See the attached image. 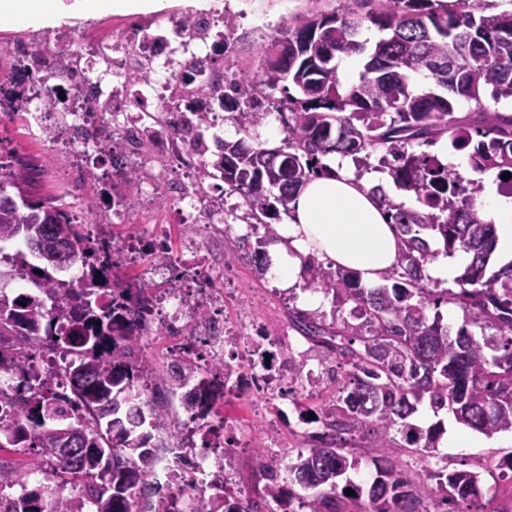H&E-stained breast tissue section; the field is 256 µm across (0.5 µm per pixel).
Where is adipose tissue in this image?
<instances>
[{"label": "adipose tissue", "mask_w": 512, "mask_h": 512, "mask_svg": "<svg viewBox=\"0 0 512 512\" xmlns=\"http://www.w3.org/2000/svg\"><path fill=\"white\" fill-rule=\"evenodd\" d=\"M289 209L270 268L285 287L298 282L309 257L357 272L368 285L377 283L397 259L395 229L366 182L353 173L350 159L334 157L328 173L294 194ZM483 217L496 224L501 251L512 255V198L499 195L490 179L483 192Z\"/></svg>", "instance_id": "ef3b65f1"}]
</instances>
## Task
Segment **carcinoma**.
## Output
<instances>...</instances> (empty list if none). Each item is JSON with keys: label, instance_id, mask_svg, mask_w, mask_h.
Returning <instances> with one entry per match:
<instances>
[{"label": "carcinoma", "instance_id": "carcinoma-1", "mask_svg": "<svg viewBox=\"0 0 512 512\" xmlns=\"http://www.w3.org/2000/svg\"><path fill=\"white\" fill-rule=\"evenodd\" d=\"M367 20L388 32L372 46L357 39L362 21L322 16L289 30L263 52L262 74L224 79V111L252 106L243 137L218 141L208 175L224 180L225 192L242 194L247 215L266 226L268 238L245 250L257 274L266 270L264 247L278 242L277 226L265 222L288 211L292 196L311 178L328 171L320 158L336 154L358 167L375 153L398 186L416 193L422 207L406 209L372 188L397 232L398 260L385 284L365 288L356 273L307 261L303 289L352 302L359 323L328 324L315 313L293 312L292 327L349 377L320 406L323 433L300 449L288 476L317 493L305 502L310 512H345L339 481L354 468L352 449L370 435L381 454L369 487L368 505L357 512H484L481 474L433 468L437 427L408 422L428 399L434 412L446 409L464 426L487 436L512 429V265L487 275L497 245L495 225L486 222L474 192L461 184L437 155L422 145L446 136L453 149L469 154L474 171L494 169L505 194L512 195V114L490 112L485 94L512 100V11L483 15L481 0H372ZM364 57L357 82L341 88L336 59ZM296 86L301 97L285 95L276 109L288 111V137L281 146L249 142L250 128L266 113L258 96ZM460 99L476 105L472 120L455 115ZM14 193H8V189ZM34 176L9 165L0 172L1 245L23 239L26 250L10 266L35 291L18 304L0 295V374L19 379L0 388V452L28 448L36 460L50 461L46 481L28 489V467L0 460V493H20L8 512H132L136 490L148 475L152 455L153 401L142 387L153 383L165 396L193 377L188 395L196 417L206 419L224 381L188 369L173 377L142 352L150 331L147 319L155 286L138 276L119 275L114 257L89 241L81 225L67 222L66 209L35 199ZM40 222L32 236L27 226ZM442 239L444 251L468 255L455 280L458 290L431 288L426 266L435 258L426 236ZM80 264L74 283L59 276L66 262ZM42 274H37V271ZM454 303L468 310L480 329L451 334L426 310ZM47 352L72 353L64 383H55L34 362ZM70 431L72 452L58 451L59 434ZM418 457L422 470L410 478L400 456ZM260 447L255 462L268 483L265 497L278 512H292L281 500L280 482ZM83 485L79 498H63L70 483Z\"/></svg>", "mask_w": 512, "mask_h": 512}]
</instances>
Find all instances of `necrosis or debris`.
Instances as JSON below:
<instances>
[{
    "mask_svg": "<svg viewBox=\"0 0 512 512\" xmlns=\"http://www.w3.org/2000/svg\"><path fill=\"white\" fill-rule=\"evenodd\" d=\"M58 45L39 65L12 62L0 112L18 105L32 112V136L76 173L97 158L98 182L105 188L136 172L135 191L143 201L174 205L186 227L176 251L167 247L166 224L138 222L129 203L115 204L106 192L95 209L77 204L70 215L97 243L111 241L113 225H134V233L115 245L114 255L139 270L147 284L169 281V288L153 295L151 320L165 334L195 347L192 357L174 355L172 368L206 366L224 380L210 430L200 429L184 409L157 422L151 490L142 495L140 506L144 512H160L161 496L183 475L190 482L182 499L192 502L196 512H202L221 483L233 487L237 501L250 502L251 491L236 483L235 455L251 448L257 433L266 447H279L276 417L285 415L289 396L313 383L289 382L287 337L265 333L247 313L235 321L225 319L224 301L233 279L205 250L206 239L216 232L232 240L266 233L264 225L235 222L223 192L207 185V134L186 113L187 106L200 107L212 112L214 126L224 124V82L211 65L212 55L224 49V23L207 14H161L146 33L120 21L108 33H69ZM156 112L165 113L166 125L153 142H142L138 124ZM149 251L155 260L147 265L143 256ZM245 394L252 398L249 420L225 415V403Z\"/></svg>",
    "mask_w": 512,
    "mask_h": 512,
    "instance_id": "4bbe7bcc",
    "label": "necrosis or debris"
}]
</instances>
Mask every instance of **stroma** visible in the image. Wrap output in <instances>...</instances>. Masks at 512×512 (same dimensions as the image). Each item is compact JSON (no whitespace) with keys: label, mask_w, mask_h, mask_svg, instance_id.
Returning a JSON list of instances; mask_svg holds the SVG:
<instances>
[{"label":"stroma","mask_w":512,"mask_h":512,"mask_svg":"<svg viewBox=\"0 0 512 512\" xmlns=\"http://www.w3.org/2000/svg\"><path fill=\"white\" fill-rule=\"evenodd\" d=\"M165 11L190 15L208 13L230 14L236 21L233 47L215 57V67L225 75L261 72L264 47L286 31L320 15H336L364 19L368 7L365 0H163ZM112 11L96 12L79 9L75 0H60L59 13L52 18L33 14L23 18H0V55L13 56L19 44L41 41L44 31H78L83 27H102L115 19ZM30 117L19 112L0 124V146L14 154L25 155L41 171L39 193L53 198L58 186L70 179L68 165L50 157L27 137ZM224 261L234 270L236 293L224 303V315L235 318L250 311L268 331L274 332L289 324L288 313L306 310L302 288H284L272 277H257L248 261L237 254H225ZM474 448L438 447L435 459L449 468L477 470L512 455V431L493 436L478 435Z\"/></svg>","instance_id":"35a3bbf8"}]
</instances>
